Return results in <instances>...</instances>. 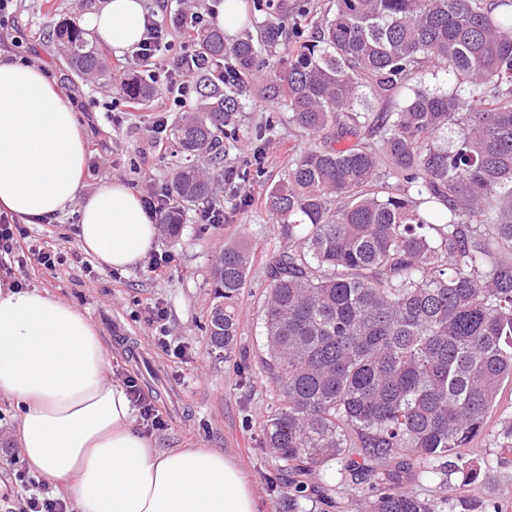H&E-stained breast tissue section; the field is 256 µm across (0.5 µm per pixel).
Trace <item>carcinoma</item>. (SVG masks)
Listing matches in <instances>:
<instances>
[{"label":"carcinoma","instance_id":"obj_1","mask_svg":"<svg viewBox=\"0 0 512 512\" xmlns=\"http://www.w3.org/2000/svg\"><path fill=\"white\" fill-rule=\"evenodd\" d=\"M266 7L230 46L214 25L197 34L213 63L231 57L236 83L199 78L175 114L162 230L178 238L183 204L212 199L242 97L278 101L311 144L265 195L288 249L265 269L261 364L278 405L264 447L302 472L360 446L384 469L346 470L359 512H448V497L410 490L412 462L446 471L512 382V0H328L289 38L288 0ZM56 37L69 71L108 69L76 25ZM264 53L278 56L265 74ZM119 90L141 105L158 94L134 74ZM251 264L241 240L214 258L216 353L238 336Z\"/></svg>","mask_w":512,"mask_h":512}]
</instances>
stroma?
I'll list each match as a JSON object with an SVG mask.
<instances>
[{
    "mask_svg": "<svg viewBox=\"0 0 512 512\" xmlns=\"http://www.w3.org/2000/svg\"><path fill=\"white\" fill-rule=\"evenodd\" d=\"M100 0H22L14 24L0 28V53H14L44 65L58 87L79 109L86 134V192L114 180L136 192L165 190L175 173L169 136L157 134L153 108L132 110L126 101H113L112 83L102 77L81 79L67 70L53 33L64 22L80 16ZM276 101L248 97L239 130L227 143L225 169L254 163L263 151L261 173L231 185L217 181L228 221L203 224L196 210L177 239L159 236L155 252L170 254L165 276L154 277L147 263L119 271L99 266L85 254L76 236L78 213L69 208L51 224H31L34 244L51 240L67 253L66 263L49 269L35 259L15 268L16 279L76 307L95 325L108 368L128 373L140 389L153 395L167 422L156 434L161 448H216L238 464L250 483L261 512H289L288 494L304 481L310 494L300 499L302 512H357L358 488L342 480L345 464H361L363 454L347 461L333 460L313 474L301 477L281 470L263 446L262 423L277 402L276 392L261 371L263 350L261 301L266 289L264 267L284 246L279 225L266 214L262 199L267 188L287 170L295 153L308 140L287 119L267 127V118L279 112ZM249 192L253 205L241 207V192ZM246 238L253 253L248 286L239 306L237 343L232 353L216 356L203 330L211 303V267L225 242ZM161 305L167 325L190 355L176 362L154 347L158 330L148 321V310ZM512 417V382L502 389L500 404L482 432L468 448L448 457V475L440 477L416 468L413 491L426 498L447 496L453 512H512V452H502L501 416ZM471 463L477 477L464 483L462 466Z\"/></svg>",
    "mask_w": 512,
    "mask_h": 512,
    "instance_id": "35a3bbf8",
    "label": "stroma"
}]
</instances>
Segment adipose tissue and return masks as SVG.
<instances>
[{"label":"adipose tissue","instance_id":"ef3b65f1","mask_svg":"<svg viewBox=\"0 0 512 512\" xmlns=\"http://www.w3.org/2000/svg\"><path fill=\"white\" fill-rule=\"evenodd\" d=\"M144 0H105L84 28L115 52L138 43ZM86 143L47 69L0 54V214L27 224L77 207L82 250L104 267L139 264L159 226L119 181L84 194ZM0 395L20 409L28 469L76 512H259L235 463L213 448H158L134 427L125 385L108 379L93 324L71 304L0 278Z\"/></svg>","mask_w":512,"mask_h":512}]
</instances>
